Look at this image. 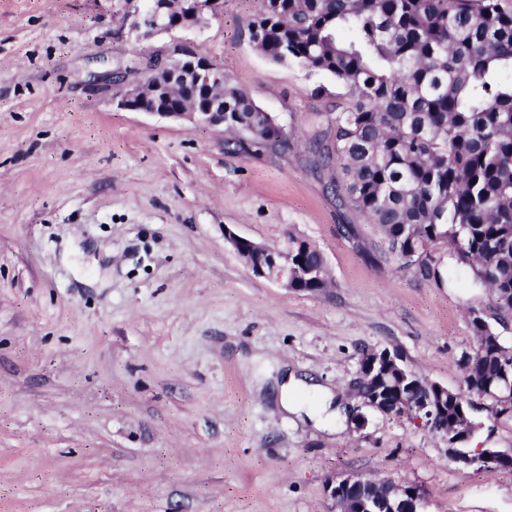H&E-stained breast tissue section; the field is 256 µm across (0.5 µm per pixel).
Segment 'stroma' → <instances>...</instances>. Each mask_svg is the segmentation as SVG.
Here are the masks:
<instances>
[{
	"instance_id": "1",
	"label": "stroma",
	"mask_w": 512,
	"mask_h": 512,
	"mask_svg": "<svg viewBox=\"0 0 512 512\" xmlns=\"http://www.w3.org/2000/svg\"><path fill=\"white\" fill-rule=\"evenodd\" d=\"M260 7L143 39L129 0H0V512H331L345 473L414 487L425 512H512V470L449 459L351 388L362 349L386 348L466 393L468 311L489 297L448 256L401 267L339 207L309 145L344 89L260 54ZM178 50L247 88L288 152L229 154L222 130L119 107ZM229 231L314 244L332 287L254 276ZM282 364L347 398L342 430L279 410ZM473 403L472 447L512 449V417Z\"/></svg>"
}]
</instances>
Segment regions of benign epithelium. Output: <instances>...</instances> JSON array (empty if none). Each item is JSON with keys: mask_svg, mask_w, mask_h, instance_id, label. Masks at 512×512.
I'll return each instance as SVG.
<instances>
[{"mask_svg": "<svg viewBox=\"0 0 512 512\" xmlns=\"http://www.w3.org/2000/svg\"><path fill=\"white\" fill-rule=\"evenodd\" d=\"M220 0H181V9L162 5H150L140 13L130 15L131 27L143 30V36L173 32L201 26L219 12ZM182 91L188 95L191 105H168L173 92ZM120 106L137 112H146L163 118L179 121L189 126L224 127V70L214 65L207 57L187 52L178 58H154L152 69L144 81L130 86L120 101ZM226 240L244 259L252 273L290 288L288 274V246H270L240 237L226 231ZM266 257V263L253 264L250 254ZM366 367L375 364H389L393 367L403 363L396 353L371 349L367 353ZM425 395L411 409L400 410L392 402L382 403L364 399L365 405L386 415L399 416L415 414L434 432L446 437L448 453L456 461L466 465H479L486 469H511L512 454L496 448L469 450L465 443L472 440L468 435L451 437L448 429L441 425L439 410L448 400V387L427 382ZM327 491L339 512H351L350 504L358 503L361 512H397L411 495L410 507L404 512H421V498L417 492H408L401 485L382 479L366 480L358 475H347L331 481Z\"/></svg>", "mask_w": 512, "mask_h": 512, "instance_id": "7a95c632", "label": "benign epithelium"}]
</instances>
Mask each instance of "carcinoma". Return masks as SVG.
<instances>
[{
    "mask_svg": "<svg viewBox=\"0 0 512 512\" xmlns=\"http://www.w3.org/2000/svg\"><path fill=\"white\" fill-rule=\"evenodd\" d=\"M250 39L271 62L330 74L346 89L330 141H314L340 205L376 225L404 267L441 247L488 290L495 318H512V0H262ZM225 148L288 150L250 93L224 84ZM294 287H328L322 252L288 236ZM478 349L463 358L468 393L494 398L512 379V345L483 310L470 311ZM401 402L413 389L393 373L365 391ZM464 395L448 396V428L473 431Z\"/></svg>",
    "mask_w": 512,
    "mask_h": 512,
    "instance_id": "cac0c4a2",
    "label": "carcinoma"
}]
</instances>
